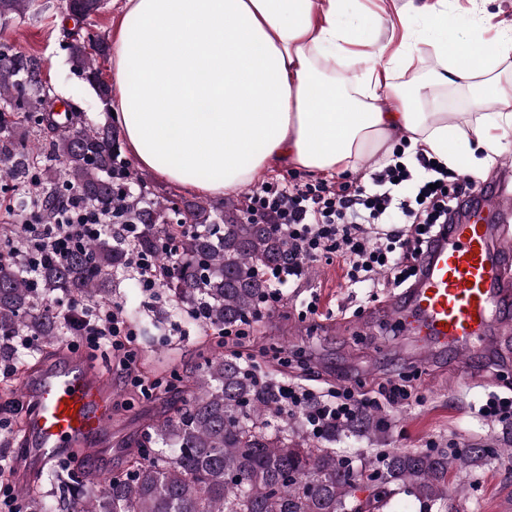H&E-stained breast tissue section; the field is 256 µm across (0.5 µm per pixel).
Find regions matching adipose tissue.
<instances>
[{"instance_id": "1", "label": "adipose tissue", "mask_w": 512, "mask_h": 512, "mask_svg": "<svg viewBox=\"0 0 512 512\" xmlns=\"http://www.w3.org/2000/svg\"><path fill=\"white\" fill-rule=\"evenodd\" d=\"M346 0H122L111 42L110 99L130 153L143 168L220 198L272 170L314 178L352 172L406 143L416 154L472 173L512 151V89L496 71L512 59V27L485 41L479 19L448 0H404L398 28L383 16L343 21ZM431 55L437 78L466 84L475 111H415L398 80ZM383 58L382 68L370 66ZM348 71L344 85L323 72ZM502 103L498 112L484 102Z\"/></svg>"}]
</instances>
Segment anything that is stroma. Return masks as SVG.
<instances>
[{"label":"stroma","instance_id":"stroma-1","mask_svg":"<svg viewBox=\"0 0 512 512\" xmlns=\"http://www.w3.org/2000/svg\"><path fill=\"white\" fill-rule=\"evenodd\" d=\"M39 13H30L0 29V49L38 55L42 78L58 96L79 106L89 123L104 122L108 114L88 84L69 62L65 29L64 0H35ZM419 83L427 94L414 98L421 112L472 111L471 94L464 85H439L434 81L437 65L430 56L414 62ZM321 296L319 316L299 321L294 308L310 290ZM278 311L256 328L253 348L276 347L288 356V368H265L272 379L296 374V360L308 358L321 372L317 391L335 386L338 377L373 389L386 379L408 378L420 395L410 406L383 411L386 430L382 437L340 429L336 450L351 459L364 473H371L377 451L386 452L451 449L454 443L473 444L490 454L470 467L451 465L448 473V512H512V419L482 421L474 414L488 393L512 394V307L506 311L503 327L488 338L485 352L461 357L445 349L422 356L423 340L398 288L378 289L375 297L346 287L341 268L316 262L305 267L300 279L283 285ZM103 304L120 303L136 331L140 373L149 379L173 382L174 393L145 398L131 394L117 376L115 364L95 360L101 378L112 388V431L99 442L95 462L82 471L53 468L31 471L43 490L54 488L60 479L76 483L87 479L111 480L113 473L126 470L129 453L151 433L153 424L184 406L186 388L204 363L205 347L214 342L215 330L199 325L187 304L168 289L149 295L133 276L115 280ZM478 373L483 383L465 385L467 373Z\"/></svg>","mask_w":512,"mask_h":512}]
</instances>
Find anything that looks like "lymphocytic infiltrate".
I'll list each match as a JSON object with an SVG mask.
<instances>
[{
	"label": "lymphocytic infiltrate",
	"instance_id": "obj_1",
	"mask_svg": "<svg viewBox=\"0 0 512 512\" xmlns=\"http://www.w3.org/2000/svg\"><path fill=\"white\" fill-rule=\"evenodd\" d=\"M418 165L426 172L416 178L398 159L370 175L369 184L266 182L246 197L253 218L279 225L288 239L287 268L264 273L268 289L255 312L244 323L221 330L224 339L236 342V354L249 336L251 323L278 309L282 286L300 277L305 265L338 264L347 287L410 288L424 274L425 258L435 239L445 236L470 206L479 187L468 177H451L449 171L424 155ZM21 229L26 240L23 261L30 278H37L46 259L63 257L89 240L111 234L113 241L129 244L137 236L133 224L116 223L111 212L89 209L77 195H68L57 223H41L37 214H26ZM62 307L71 325L70 351L94 355L111 350L127 369V382L138 388L140 376L132 374L136 361L132 342L136 335L121 304L103 309L76 299ZM272 388L281 408L303 416L309 432L321 437L327 428H342L360 414L383 406L409 404L411 393L395 381L380 384L376 395L356 385H343L317 395L303 385L279 381Z\"/></svg>",
	"mask_w": 512,
	"mask_h": 512
}]
</instances>
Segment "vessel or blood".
<instances>
[{
  "label": "vessel or blood",
  "mask_w": 512,
  "mask_h": 512,
  "mask_svg": "<svg viewBox=\"0 0 512 512\" xmlns=\"http://www.w3.org/2000/svg\"><path fill=\"white\" fill-rule=\"evenodd\" d=\"M511 258L512 251L497 242L495 225L471 209L434 244L427 273L409 296L421 332L434 342L475 351L499 309L512 304V287L502 276ZM31 391L36 402L26 420L31 464L44 470L69 455L75 468L85 467L87 456L74 449L111 426L110 390L81 359L67 357L43 370Z\"/></svg>",
  "instance_id": "obj_1"
}]
</instances>
